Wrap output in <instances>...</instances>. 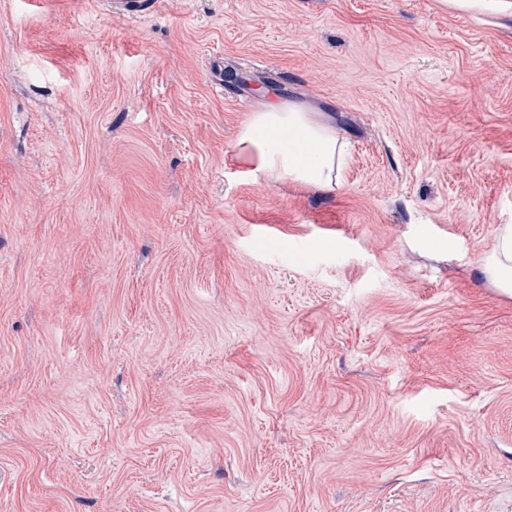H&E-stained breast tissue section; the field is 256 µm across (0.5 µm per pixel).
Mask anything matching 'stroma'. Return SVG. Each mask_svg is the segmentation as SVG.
Instances as JSON below:
<instances>
[{
  "instance_id": "35a3bbf8",
  "label": "stroma",
  "mask_w": 512,
  "mask_h": 512,
  "mask_svg": "<svg viewBox=\"0 0 512 512\" xmlns=\"http://www.w3.org/2000/svg\"><path fill=\"white\" fill-rule=\"evenodd\" d=\"M511 221L512 17L0 0V512H512ZM237 154L256 175L334 190L345 143L320 113L289 101H270L242 128ZM482 268L496 288L512 296V224H502L497 243Z\"/></svg>"
}]
</instances>
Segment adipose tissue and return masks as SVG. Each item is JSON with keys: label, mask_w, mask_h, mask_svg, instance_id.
<instances>
[{"label": "adipose tissue", "mask_w": 512, "mask_h": 512, "mask_svg": "<svg viewBox=\"0 0 512 512\" xmlns=\"http://www.w3.org/2000/svg\"><path fill=\"white\" fill-rule=\"evenodd\" d=\"M237 154L253 173L331 190L345 162V144L320 113L289 101H270L242 128ZM483 272L512 296V224L501 226Z\"/></svg>", "instance_id": "obj_1"}]
</instances>
